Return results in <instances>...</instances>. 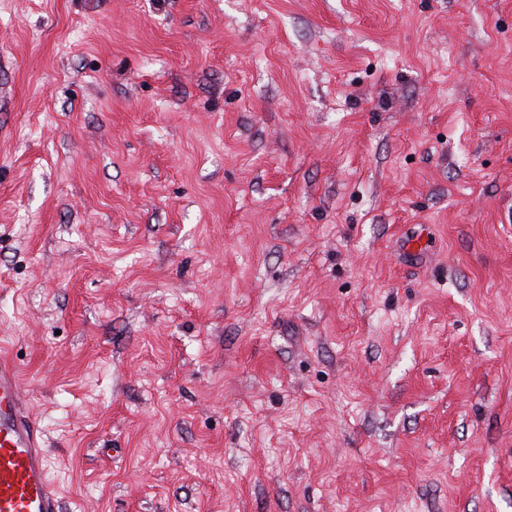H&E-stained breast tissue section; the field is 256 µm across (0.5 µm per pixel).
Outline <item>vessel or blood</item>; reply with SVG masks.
I'll list each match as a JSON object with an SVG mask.
<instances>
[{
    "label": "vessel or blood",
    "mask_w": 512,
    "mask_h": 512,
    "mask_svg": "<svg viewBox=\"0 0 512 512\" xmlns=\"http://www.w3.org/2000/svg\"><path fill=\"white\" fill-rule=\"evenodd\" d=\"M0 512H61L44 440L25 410L15 364L0 361Z\"/></svg>",
    "instance_id": "1"
}]
</instances>
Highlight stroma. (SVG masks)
<instances>
[{
    "label": "stroma",
    "mask_w": 512,
    "mask_h": 512,
    "mask_svg": "<svg viewBox=\"0 0 512 512\" xmlns=\"http://www.w3.org/2000/svg\"><path fill=\"white\" fill-rule=\"evenodd\" d=\"M0 357L63 512H512V0H0Z\"/></svg>",
    "instance_id": "obj_1"
}]
</instances>
